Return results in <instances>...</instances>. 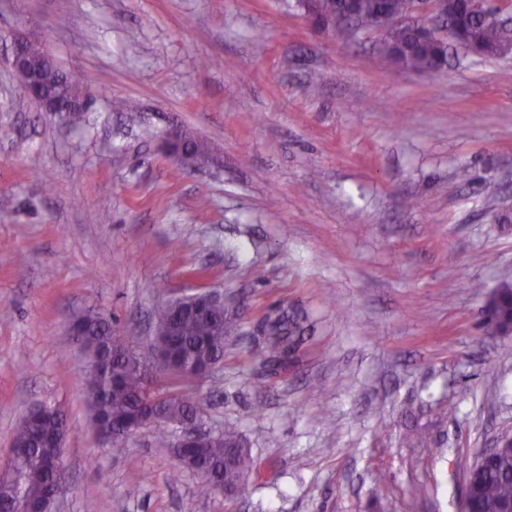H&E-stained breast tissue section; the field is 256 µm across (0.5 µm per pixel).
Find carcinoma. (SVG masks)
<instances>
[{"mask_svg":"<svg viewBox=\"0 0 512 512\" xmlns=\"http://www.w3.org/2000/svg\"><path fill=\"white\" fill-rule=\"evenodd\" d=\"M412 0H354L352 19L362 31L375 28L377 15L383 11L405 14ZM349 8L348 0H316V16L325 19L339 16ZM456 17L448 27L450 39L458 44L455 27L462 24L470 36L481 45L482 53L493 57L512 44V27L495 15L484 0H458ZM390 42L404 49V65L412 69L433 66L446 53L445 41L424 40L418 32L404 28L392 34ZM43 83L54 89L76 90L81 86L79 75L52 64L44 68ZM485 304L491 306L498 321L512 322V283L505 281L487 294ZM87 345L83 349L93 355L95 345L104 356L102 366H89L84 375V391L91 422L98 429L105 425L113 430L110 443L118 446L126 440L124 426L145 401L144 388L148 373L146 365L134 368L126 359L128 347L112 330V323L102 315L88 311L81 314ZM264 336L255 339L252 351L255 363L269 374H276L298 363L310 340L308 315L295 308L278 307L268 311L260 320ZM178 352L182 360L194 366L218 363L224 359V312L216 310L207 318L185 317L176 324ZM194 404L178 391H168L160 403L162 412L172 420L188 416ZM66 418H52L41 423L21 419L13 435L15 453L14 482L0 492V506L26 504L48 494L53 476L44 470V459L62 453L60 448L43 446L37 440L42 427L56 428ZM198 458L209 470L210 476L200 480L199 494L214 492V483L220 482L234 491L244 490L253 474V460L241 436L227 430L199 449ZM512 503V453L505 451L496 462L484 469L474 485L471 507L478 512H500Z\"/></svg>","mask_w":512,"mask_h":512,"instance_id":"1","label":"carcinoma"}]
</instances>
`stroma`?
Segmentation results:
<instances>
[{
	"mask_svg": "<svg viewBox=\"0 0 512 512\" xmlns=\"http://www.w3.org/2000/svg\"><path fill=\"white\" fill-rule=\"evenodd\" d=\"M11 32L82 73L80 126L24 95ZM384 38L292 0H0V464L29 408H59L57 512H459L512 434V338L482 312L512 279V56L417 72ZM171 131L209 159L183 168ZM202 290L235 329L186 392L251 450L232 499L197 497L157 427L99 438L69 331L98 312L149 360L155 307ZM279 306L314 331L269 375L252 334Z\"/></svg>",
	"mask_w": 512,
	"mask_h": 512,
	"instance_id": "35a3bbf8",
	"label": "stroma"
}]
</instances>
